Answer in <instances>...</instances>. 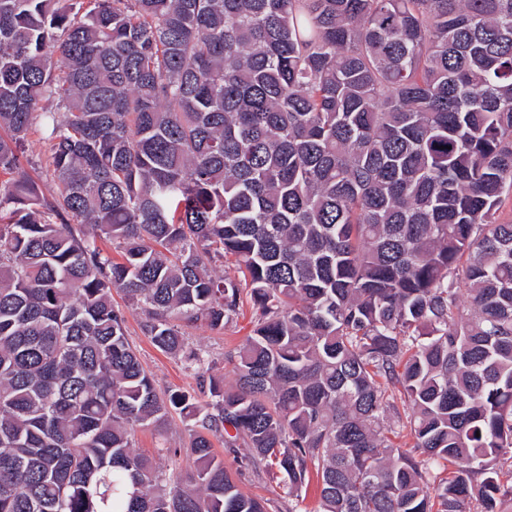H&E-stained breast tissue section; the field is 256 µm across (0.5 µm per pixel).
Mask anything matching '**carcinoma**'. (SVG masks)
I'll return each instance as SVG.
<instances>
[{
	"mask_svg": "<svg viewBox=\"0 0 512 512\" xmlns=\"http://www.w3.org/2000/svg\"><path fill=\"white\" fill-rule=\"evenodd\" d=\"M0 173V512H267L217 436L315 512H512V0H0ZM246 297L227 384L178 323ZM25 155L33 162V168L26 166L28 176L40 185L46 195L54 189L52 177L51 143L45 138L39 124L32 127L24 143ZM113 299L118 306L125 309L129 340L144 367L154 377L158 390L161 392L170 389L188 391L196 394L199 400H205L206 397L200 392L195 371L188 368L182 358L170 356L158 350L149 338L142 334L140 324L143 316L140 310L135 307H126L124 298L119 293L113 292ZM133 449L136 453L153 458L159 466L160 472L171 478L175 473L173 462L170 460L165 448L156 432L151 428H137L132 437Z\"/></svg>",
	"mask_w": 512,
	"mask_h": 512,
	"instance_id": "1",
	"label": "carcinoma"
}]
</instances>
